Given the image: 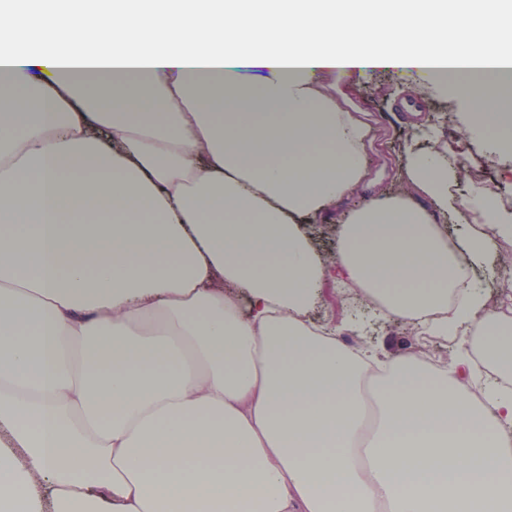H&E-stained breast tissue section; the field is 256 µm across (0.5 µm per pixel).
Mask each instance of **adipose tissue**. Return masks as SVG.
<instances>
[{
	"instance_id": "ef3b65f1",
	"label": "adipose tissue",
	"mask_w": 512,
	"mask_h": 512,
	"mask_svg": "<svg viewBox=\"0 0 512 512\" xmlns=\"http://www.w3.org/2000/svg\"><path fill=\"white\" fill-rule=\"evenodd\" d=\"M512 0H0V512H512L493 195L406 141L367 177L336 71H413L512 152ZM479 235L450 241L448 220ZM453 337L346 344L328 280ZM496 252L499 257V262L494 264L493 270L488 275L479 277L480 286L486 293L488 306L497 309L501 299L505 295L512 296V287L506 288L502 284V279L511 275L512 278V265L511 267L505 266L502 258L508 255L512 256V239L510 240H497ZM345 306L342 308L336 305V283L329 282L326 286V298L314 306L310 311V317L320 320L322 326H335L344 322H349L350 308L356 302L353 295H347ZM378 325L374 329L373 343L385 345L391 352L413 353L428 357L435 362L449 361L455 352V340L451 337L423 338L415 328L412 330L402 322L387 321L374 312Z\"/></svg>"
}]
</instances>
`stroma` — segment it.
I'll return each mask as SVG.
<instances>
[{"instance_id":"1","label":"stroma","mask_w":512,"mask_h":512,"mask_svg":"<svg viewBox=\"0 0 512 512\" xmlns=\"http://www.w3.org/2000/svg\"><path fill=\"white\" fill-rule=\"evenodd\" d=\"M337 97L350 108L362 112L372 126V135L364 152L368 178L346 200L342 208L357 209L382 192H407L399 180L400 144L413 125H429L432 133L425 145L428 149L457 157L468 150L473 167L479 170L484 186L494 196L512 197V179L503 175L512 166V156H501L493 148L471 146L463 136L460 118L468 106L458 99L450 86L432 84L418 90L413 75L397 70H378L366 75L355 72L337 74L332 80ZM374 343L395 353H413L436 362L449 361L455 352L453 338L422 337L405 323L379 320L374 330Z\"/></svg>"}]
</instances>
